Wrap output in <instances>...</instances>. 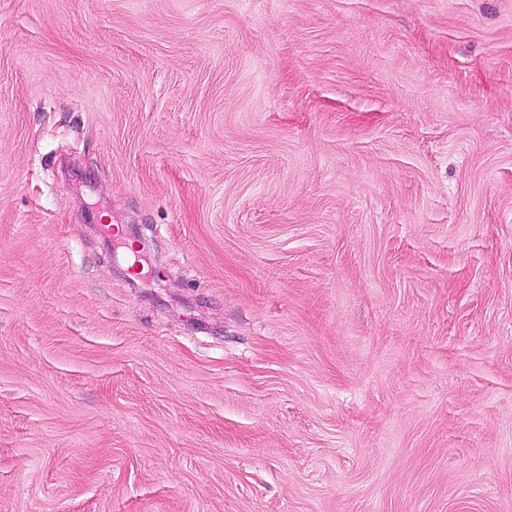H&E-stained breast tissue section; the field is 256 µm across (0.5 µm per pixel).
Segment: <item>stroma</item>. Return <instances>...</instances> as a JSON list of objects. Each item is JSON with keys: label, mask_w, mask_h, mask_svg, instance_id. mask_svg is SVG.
<instances>
[{"label": "stroma", "mask_w": 512, "mask_h": 512, "mask_svg": "<svg viewBox=\"0 0 512 512\" xmlns=\"http://www.w3.org/2000/svg\"><path fill=\"white\" fill-rule=\"evenodd\" d=\"M0 512H512V0H0Z\"/></svg>", "instance_id": "35a3bbf8"}]
</instances>
